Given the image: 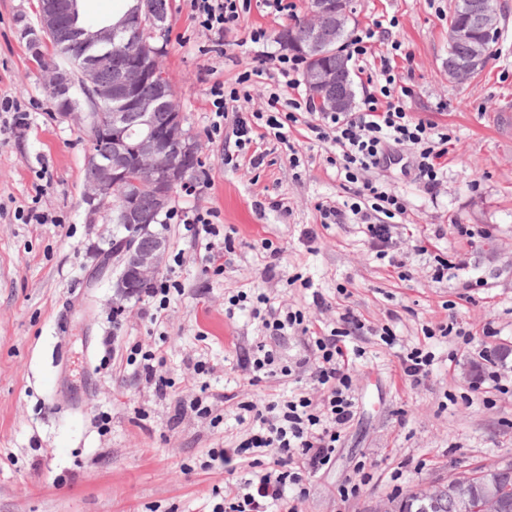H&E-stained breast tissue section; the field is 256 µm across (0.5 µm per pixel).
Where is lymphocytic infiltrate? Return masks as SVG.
I'll return each mask as SVG.
<instances>
[{"instance_id":"obj_1","label":"lymphocytic infiltrate","mask_w":512,"mask_h":512,"mask_svg":"<svg viewBox=\"0 0 512 512\" xmlns=\"http://www.w3.org/2000/svg\"><path fill=\"white\" fill-rule=\"evenodd\" d=\"M192 17L203 31L213 37L214 48L225 45L233 34L251 0H188ZM376 28L356 30L348 48L358 62L379 60L382 81L379 95L369 97L359 112H324L319 122L308 124L310 139L332 143L336 148L333 164L341 182L351 184L354 203L348 208L317 204L322 226L343 223L353 218L369 250L390 267L403 268L410 257L402 248L395 222L406 210L404 198L385 187L373 175L386 158L390 147H407L416 157L417 177L431 193L443 184V159L448 153L447 133L436 130L425 120L407 112L403 99L408 89H397L395 50L380 54L375 50ZM281 97L270 92L264 105L250 115L236 116L234 146L248 154L251 168L261 166L266 158L259 151V141L274 137L286 142L297 123L299 100H290L289 111H281ZM217 213L212 209L183 208L173 211L181 233L203 243L215 271H222L225 251L234 245L233 237L215 244ZM266 337L258 341L245 358L242 368L250 385L276 376H309L311 389L264 404L239 402L248 413L251 428L245 439L229 448L207 451V467L223 468L237 462L247 465L250 476L244 480L224 481V497L210 512H296L292 498H304L309 475L328 468L336 458L342 434L356 415L354 390L355 362L361 350L348 347V336L363 328L352 310L339 316L340 327L330 333L309 336V353L293 361H283L273 347L274 341L288 332L302 329L305 316L266 294L258 295L251 309Z\"/></svg>"}]
</instances>
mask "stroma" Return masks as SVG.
<instances>
[{
  "instance_id": "stroma-1",
  "label": "stroma",
  "mask_w": 512,
  "mask_h": 512,
  "mask_svg": "<svg viewBox=\"0 0 512 512\" xmlns=\"http://www.w3.org/2000/svg\"><path fill=\"white\" fill-rule=\"evenodd\" d=\"M293 2L291 15L276 17L252 0L229 46L216 53L185 0H169V31L154 43L163 49L183 129L201 161L199 193L175 191L170 205L216 209V227L232 233L235 250L215 274L199 244L167 225L159 273L184 292L156 325L147 300L121 302L113 292L114 276L101 258L113 224L105 217L84 221L88 125L55 118L45 73L19 36L22 25L37 26V0H0V97L21 99L30 113L27 130L0 126V512H206L225 478L203 468L208 449L230 446L249 430L237 419V401L261 402L289 388L279 377L256 386L245 380L240 363L261 333L248 309L231 305L240 291L274 296L326 332L336 326L341 304L366 325L347 339L364 352L355 370L356 417L335 463L308 478L298 512H393V485L429 491L457 472L512 461V397L487 407L476 391L480 352L512 349V0H497L499 37L484 70L466 83L448 78L451 0L351 2L357 27L395 19L377 49L400 43L406 110L449 135L439 193L424 190L413 154L401 148L375 172L406 201L399 220L406 247L427 250L406 279L373 257L355 224L321 226L316 203L349 198L328 162L336 154L331 144L291 134L290 148H278L254 170L225 163L224 137L206 136L214 82L231 88L240 73L263 68L252 101L242 106L246 112L281 84L270 62L281 55L279 44L260 48L249 34L260 26L274 33L303 18L307 0ZM292 150L296 168L288 160ZM32 206L55 223H24L20 214ZM456 224L481 234L459 236ZM307 229L313 241L303 240ZM265 241L282 251L271 281L263 276ZM434 253L464 257L483 276V287L433 282ZM305 279L310 288H302ZM316 290L333 310L316 309ZM452 319L471 331L469 347L453 336L425 338V327ZM389 323L398 344L373 333ZM136 343L163 356L167 397L127 366ZM421 343L436 360L429 377L414 385L400 377L398 354ZM199 359L210 366L201 377L191 368ZM205 389L231 396L215 408L221 422L190 411L173 422L176 401ZM366 459L376 464L374 479L341 501L340 485ZM394 472L399 482L391 481Z\"/></svg>"
}]
</instances>
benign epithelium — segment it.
I'll use <instances>...</instances> for the list:
<instances>
[{"label":"benign epithelium","mask_w":512,"mask_h":512,"mask_svg":"<svg viewBox=\"0 0 512 512\" xmlns=\"http://www.w3.org/2000/svg\"><path fill=\"white\" fill-rule=\"evenodd\" d=\"M351 18L349 0H310L307 28V45L311 49L326 52L339 48L344 41V32ZM140 25L155 23L153 0H139L136 13ZM499 12L491 9L474 11L466 24L448 28V40L467 47L466 52L448 59V69L458 78H463L475 69L483 59L484 44L475 39L478 34L493 37L499 29ZM58 28L70 29L75 33L72 46L82 50L94 41L112 42V32L101 31L95 35L76 26L69 10V0H48L42 4L39 15V29L43 35H51ZM123 63L112 67V49L83 59L79 67L82 83L91 89L94 98L108 97L120 99L135 114L136 126L127 124L125 118L90 119L93 130L102 133L112 143L109 160L90 165L86 178L84 203L86 223H98L101 211L112 205V189L123 185L129 176L127 157L135 154L139 166L152 174L150 187L157 197L172 195L175 186L185 172L184 158L174 153L177 146L169 134L160 132L153 124L152 116L157 105L156 94L167 96L172 123L182 125L181 112L172 94L171 82L160 66L158 55L150 52L142 43L129 40L122 43ZM303 80L306 84L322 90L331 87L335 73L328 67H317L308 71ZM151 84L153 94L141 93V88ZM354 103V91L347 87L319 106L334 112H349ZM125 223L139 226L150 224L153 219L143 212L133 199L121 198ZM166 248V241L159 237L152 247L139 250L119 246L112 251L118 259L120 273L115 287L127 289L135 282H146L158 270L160 260Z\"/></svg>","instance_id":"benign-epithelium-1"}]
</instances>
